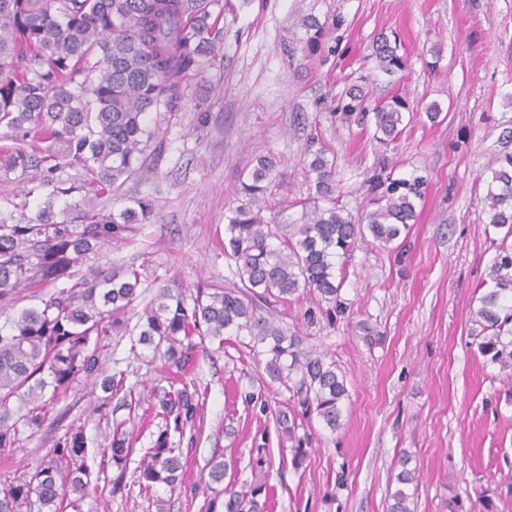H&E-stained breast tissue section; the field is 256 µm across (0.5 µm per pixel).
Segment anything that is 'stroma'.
Masks as SVG:
<instances>
[{
    "label": "stroma",
    "mask_w": 512,
    "mask_h": 512,
    "mask_svg": "<svg viewBox=\"0 0 512 512\" xmlns=\"http://www.w3.org/2000/svg\"><path fill=\"white\" fill-rule=\"evenodd\" d=\"M224 15L222 57L198 77L192 98L154 116L153 172L128 195L153 200L158 217L134 243L109 248L113 265L144 266L151 283L201 279L231 284L224 216L235 189L260 155L274 156L288 191L275 223L301 224L314 202L303 164L322 150L336 159L342 204L353 220L372 208V178L422 175L418 221L405 239L364 245L347 258L344 315L307 323L306 303L277 307L306 346L328 352L347 374L341 425L317 417L305 429L313 452L302 468L281 461L272 413L287 392L265 390L266 376L236 341L198 354L191 375L207 390L200 437L182 442L187 485H204L215 451L234 460L237 486L265 485L269 512H390L398 463L418 474L414 512H484L492 497L512 512V378L485 363L471 334L473 311L496 255L488 233L486 187L495 160L512 153V0H233ZM314 16L327 34L307 49L301 25ZM397 40L407 59L400 77L380 72L370 46L377 34ZM370 100L403 88L414 112L401 136L377 143L369 118L343 119L336 106L354 84ZM438 104L437 122L425 107ZM368 323L381 340L362 339ZM109 371L149 397L160 360L131 353L128 337H104ZM90 381L79 382L19 447L0 452V476L32 474L72 424L105 441L110 423L127 420L119 398L94 407ZM265 391L260 413L245 393ZM207 512L209 497L171 493L104 494L101 512Z\"/></svg>",
    "instance_id": "obj_1"
}]
</instances>
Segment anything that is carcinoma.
Returning a JSON list of instances; mask_svg holds the SVG:
<instances>
[{
	"instance_id": "obj_1",
	"label": "carcinoma",
	"mask_w": 512,
	"mask_h": 512,
	"mask_svg": "<svg viewBox=\"0 0 512 512\" xmlns=\"http://www.w3.org/2000/svg\"><path fill=\"white\" fill-rule=\"evenodd\" d=\"M230 0H0V177L46 167L44 179L26 191L50 189L42 206L30 214L0 216V449L17 448L21 435L40 427L54 404L82 378L111 396L122 395L133 411L142 398L126 388L125 372L106 373L102 337L126 326L121 320L142 296V269L104 268L92 261L105 246L131 243L137 225L149 224L154 210L130 200L105 212L101 195L117 191L152 170L147 149L154 137L150 115L176 112L189 97L192 82L217 60L224 45V11ZM313 32L316 51L324 24L302 19ZM381 72L406 68L389 38L380 33L371 45ZM336 107L346 119L372 113L374 139L395 141L404 129L409 103L400 93L374 107L358 85ZM485 201L488 224L503 231L490 266L491 287L478 298L473 322L478 349L492 364L512 373V154L496 159ZM81 170L76 189L83 192L74 208L82 223L58 220L54 199L62 168ZM315 174L317 207L306 224H290L280 234L262 215L269 198L284 189L277 182L276 161L260 157L240 183V205L225 216L224 256L235 265L238 282L224 287L208 281L185 286L171 280L137 314L136 344L152 349L162 361L168 387L153 405L161 419L153 445L139 464V492L164 484L186 488L178 440L194 438L204 425L205 392L186 376V368L206 342L224 347V335L246 336L243 346L263 366L269 383L289 393L292 407L316 415L330 430L340 426L347 396L346 375L328 354L304 345L303 337L275 320L273 309L313 298L328 319L342 312L344 284L338 261L367 239L391 244L416 221V201L423 198L421 177L377 184L376 209L356 224L344 214L336 192L335 166L319 151L308 162ZM39 303L18 307L26 299ZM280 449L301 468L310 451L307 435H298L294 410L275 412ZM137 436L115 423L104 448L90 447L81 426L70 425L55 440L48 463L26 477L0 481V512H82L88 499L98 501L103 488L90 461L101 455L118 470L112 492L126 489L124 475ZM391 498L390 512H413L406 486L415 474L406 468ZM224 499L209 501L208 512H267L256 491L222 490Z\"/></svg>"
}]
</instances>
